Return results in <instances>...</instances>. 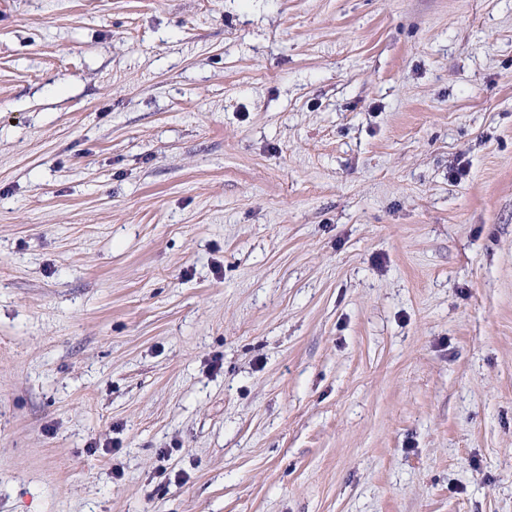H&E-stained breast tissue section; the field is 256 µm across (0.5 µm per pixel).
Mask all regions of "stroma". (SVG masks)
Wrapping results in <instances>:
<instances>
[{"label": "stroma", "mask_w": 512, "mask_h": 512, "mask_svg": "<svg viewBox=\"0 0 512 512\" xmlns=\"http://www.w3.org/2000/svg\"><path fill=\"white\" fill-rule=\"evenodd\" d=\"M0 512H512V0H0Z\"/></svg>", "instance_id": "obj_1"}]
</instances>
